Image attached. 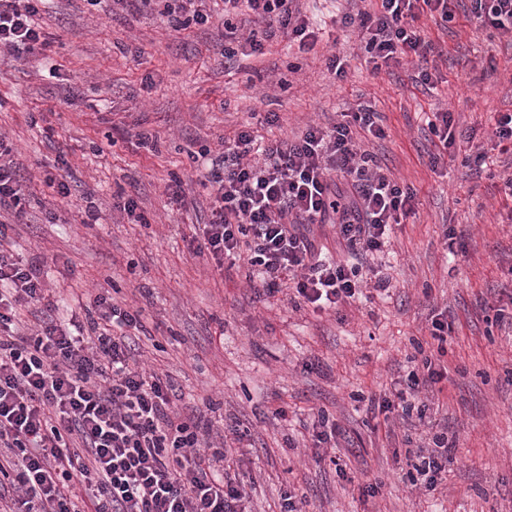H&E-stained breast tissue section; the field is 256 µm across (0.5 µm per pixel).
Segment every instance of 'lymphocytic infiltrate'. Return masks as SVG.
<instances>
[{
	"label": "lymphocytic infiltrate",
	"instance_id": "1",
	"mask_svg": "<svg viewBox=\"0 0 512 512\" xmlns=\"http://www.w3.org/2000/svg\"><path fill=\"white\" fill-rule=\"evenodd\" d=\"M43 0H0V49L32 54L48 40L35 26ZM207 0H113L114 5L159 13L177 31L207 24ZM344 13L358 26L374 69L414 57L418 84H433L435 51L415 26L425 12L451 22L449 0H375ZM249 12L257 30L240 48L224 50L225 67L237 55L263 53L277 34L312 49L322 27L301 0H224V37L235 40L233 16ZM385 135L372 106L347 120L309 126L288 141L258 139L250 127L211 161V217L190 242L216 268L242 264L266 294L290 286L319 310L337 308L361 293L362 270L383 256L395 225L415 212V191L361 150L355 130ZM13 148L0 137V209L24 214L22 175ZM331 226L336 252L327 254L316 232ZM0 512H249L242 484L218 473L209 452L217 445L202 415L176 410L172 386L136 362L127 329L143 330L140 309L111 297L95 300L111 328L75 333L46 317L26 331L19 307L45 300L36 268L0 247Z\"/></svg>",
	"mask_w": 512,
	"mask_h": 512
}]
</instances>
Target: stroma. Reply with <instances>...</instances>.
Masks as SVG:
<instances>
[{"label": "stroma", "instance_id": "stroma-1", "mask_svg": "<svg viewBox=\"0 0 512 512\" xmlns=\"http://www.w3.org/2000/svg\"><path fill=\"white\" fill-rule=\"evenodd\" d=\"M362 7L305 0L324 24L313 50L283 35L228 70L222 0H209L207 24L181 31L105 2L44 0L33 21L45 53H0V135L23 165L25 194L24 216L4 210L0 221L64 319L86 325L100 294L141 309L136 358L170 381L176 408L218 431L237 428L219 466L244 481L253 512H282L288 501L297 512H512V334L497 319L512 313V206L501 192L512 150L489 141L499 113L512 112V35L460 6L448 24L421 15L416 25L438 52V78L424 88L415 61L373 70L358 28L337 25ZM334 54L347 63L344 79L326 66ZM366 104L385 136L363 149L417 192L415 215L392 234L387 291L364 287L362 299L321 314L289 290L251 288L245 269L221 273L189 254L210 216L202 149L219 154L246 125L291 139ZM442 110L474 137L434 168L428 120ZM143 129L155 147L139 145ZM482 151V169L465 166ZM174 175L179 203L165 193ZM124 195L146 224L117 211ZM435 318L453 327L446 341L429 334ZM427 360L444 377L421 385L425 415L381 412ZM320 412L338 434L319 456L303 442ZM437 434L454 459L431 489L412 480L405 453ZM368 483L375 496L364 494Z\"/></svg>", "mask_w": 512, "mask_h": 512}]
</instances>
